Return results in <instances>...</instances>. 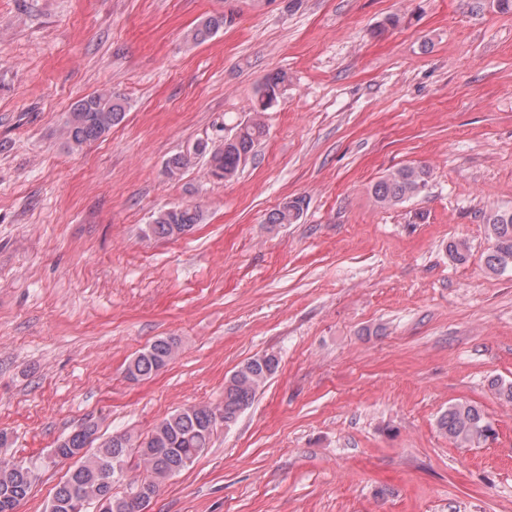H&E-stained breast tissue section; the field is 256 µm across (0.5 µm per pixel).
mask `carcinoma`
Instances as JSON below:
<instances>
[{
    "label": "carcinoma",
    "mask_w": 512,
    "mask_h": 512,
    "mask_svg": "<svg viewBox=\"0 0 512 512\" xmlns=\"http://www.w3.org/2000/svg\"><path fill=\"white\" fill-rule=\"evenodd\" d=\"M222 16L202 20L189 34L188 40L200 43L224 26ZM287 82L286 74L267 75L257 89L259 112L237 124L231 134L220 143H205L200 150L177 154L167 162V174L174 177L189 167L200 156L208 157L209 175L229 181L233 179L266 135L261 112L278 99ZM126 114V99L101 89L80 99L69 111L66 136L73 149L100 139ZM430 172L422 166L397 168L377 181L371 189L375 204L383 208L395 207L419 194L428 184ZM304 202L295 198L273 210L267 223L295 224L301 218ZM201 215L192 206H178L159 211L151 225L152 232L172 238L176 233L190 229ZM492 245L485 263L493 273L512 270V210H497L483 216ZM178 342L174 337L155 340L126 366L128 379L137 381L151 377L164 369L174 358ZM279 358L274 354L256 356L243 363L224 383V398L217 405H192L161 421L146 438L139 440L125 432L112 436L96 452H89L95 430L85 425L63 437L56 451L64 460H76V466L56 488L48 512H88L90 506L99 512H134L124 497L112 493L114 483L111 471L121 463L129 472V463L137 458L138 474L128 483L149 482L151 493L160 485L180 474L207 452L216 419L224 416V426L231 427L240 414L249 408L265 383L277 372ZM439 429L459 445L483 442L490 438L493 423L484 410L473 404L456 403L438 419ZM38 475L20 461L0 459V512L3 504L20 503L31 492Z\"/></svg>",
    "instance_id": "carcinoma-1"
}]
</instances>
